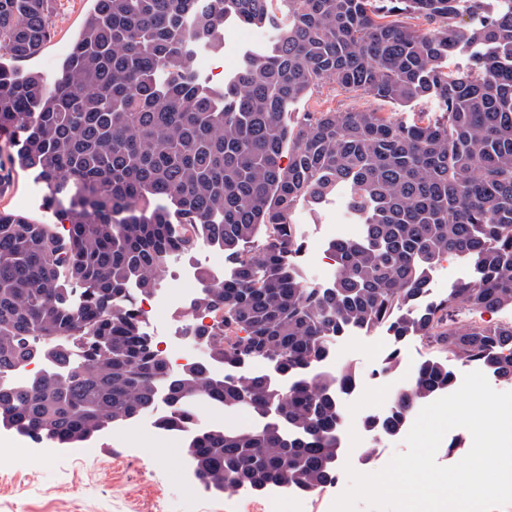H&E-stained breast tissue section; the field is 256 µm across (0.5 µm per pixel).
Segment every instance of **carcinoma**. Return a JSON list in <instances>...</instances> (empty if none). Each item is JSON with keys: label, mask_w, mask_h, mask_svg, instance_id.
I'll list each match as a JSON object with an SVG mask.
<instances>
[{"label": "carcinoma", "mask_w": 512, "mask_h": 512, "mask_svg": "<svg viewBox=\"0 0 512 512\" xmlns=\"http://www.w3.org/2000/svg\"><path fill=\"white\" fill-rule=\"evenodd\" d=\"M49 2L0 0V128L18 131L9 168L32 172L69 227L0 211V374L45 340L80 338L84 354L41 353L56 371L1 387V427L70 448L154 409L162 386L160 424L184 435L204 491L312 496L336 482L337 391L358 376L311 373L350 330L385 329L386 373L420 339L512 383V322H451L460 308H512V0L491 13L487 0H92L48 82L19 63L51 39ZM229 19L267 26L274 41L218 89L194 58L224 44ZM459 49L474 64L452 73ZM327 80L397 104L431 97L442 116L327 109L289 125L288 106ZM341 186L363 235L331 244L334 281L314 288L292 265V215ZM201 246L224 251L229 271L202 273L190 304L208 359L174 371L137 299ZM454 256L474 278L429 298L432 271ZM231 327L241 336L228 343ZM454 385L432 355L363 424L397 436L416 405ZM201 401L261 423L193 433Z\"/></svg>", "instance_id": "obj_1"}]
</instances>
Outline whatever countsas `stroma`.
Here are the masks:
<instances>
[{"label":"stroma","instance_id":"stroma-1","mask_svg":"<svg viewBox=\"0 0 512 512\" xmlns=\"http://www.w3.org/2000/svg\"><path fill=\"white\" fill-rule=\"evenodd\" d=\"M90 6V0H52L51 42L28 61V68L56 72L63 58L59 44L72 42ZM268 38V31L261 27L230 26L223 48L201 52L196 68L209 85H221L225 76L237 70L243 52L262 49ZM326 109H369L408 124L442 114L438 102L431 98L395 104L327 81L290 104L288 119L293 122L302 113ZM4 210L53 225L61 234L67 230L56 209L46 204L43 185L29 172L13 170L6 185L0 187V211ZM292 220L305 241L301 255L293 259L294 266L306 280L324 281L326 270L334 266L329 255L334 236L329 227L354 221L345 199L332 195L320 207L299 206ZM339 346L346 361L374 389L369 400L348 410L349 420L358 422L390 398L384 386L387 376L382 372L388 339L385 333L372 331L346 337ZM0 443L13 450L12 455L0 458V512H294L291 504L264 497L243 500L203 492L188 494L190 478L180 453L165 435L134 438L111 429L94 440L95 454L90 459L77 448L39 453L37 443L8 431H0Z\"/></svg>","mask_w":512,"mask_h":512}]
</instances>
